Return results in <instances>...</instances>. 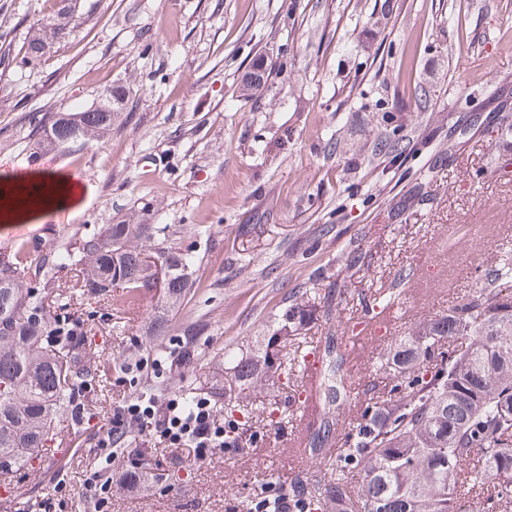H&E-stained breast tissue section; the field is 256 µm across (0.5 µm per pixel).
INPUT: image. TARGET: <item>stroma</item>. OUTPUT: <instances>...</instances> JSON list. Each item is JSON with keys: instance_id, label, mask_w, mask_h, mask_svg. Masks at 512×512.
Listing matches in <instances>:
<instances>
[{"instance_id": "35a3bbf8", "label": "stroma", "mask_w": 512, "mask_h": 512, "mask_svg": "<svg viewBox=\"0 0 512 512\" xmlns=\"http://www.w3.org/2000/svg\"><path fill=\"white\" fill-rule=\"evenodd\" d=\"M58 7L0 0V180L77 171L84 192L67 210L0 223V249L45 253L142 215L165 226L168 250L198 263L168 312V336L149 349L141 338L159 289L132 310L120 288L107 300H71L102 378L85 393L91 420L76 433L58 418L54 440L90 455L118 394L135 399L153 386L171 398L209 395L225 351L266 345L289 293L320 271L331 309L313 310L304 355L322 361L326 340L338 342L344 399L329 433L312 428L303 458L280 450L302 417L305 365L296 363L273 378V416H224L249 430L248 448L199 468L166 464L134 502L108 490V512H241L259 474L319 479L327 451L383 390L384 352L512 247V0H81L70 37L40 68L23 66L31 26ZM259 61L268 80L244 95ZM116 85L129 93L102 142L32 153L49 116ZM419 85L433 114L415 111ZM396 125L420 141L419 153L395 165L359 156ZM419 185L431 201L396 222L393 204ZM475 214L487 223L482 238H449V225ZM355 250L361 261L346 267ZM381 293L402 298V310L385 342L354 358L346 324L363 296ZM195 325L198 363L171 376L168 356ZM142 358L141 370L121 371Z\"/></svg>"}]
</instances>
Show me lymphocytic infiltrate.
Here are the masks:
<instances>
[{
  "label": "lymphocytic infiltrate",
  "mask_w": 512,
  "mask_h": 512,
  "mask_svg": "<svg viewBox=\"0 0 512 512\" xmlns=\"http://www.w3.org/2000/svg\"><path fill=\"white\" fill-rule=\"evenodd\" d=\"M143 434L151 438L152 448H138ZM249 441L248 431L225 430L208 398H195L189 407L177 398L159 403L151 393L143 394L135 403L124 398L113 409L111 425L97 442L95 468L82 469L75 487L81 500L93 503L95 512H104L108 487L116 486L132 495L139 492L144 457H151L158 468L168 461L200 465L216 454L245 447ZM121 442L131 446L124 466L115 463Z\"/></svg>",
  "instance_id": "obj_1"
}]
</instances>
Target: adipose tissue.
Instances as JSON below:
<instances>
[{
  "label": "adipose tissue",
  "mask_w": 512,
  "mask_h": 512,
  "mask_svg": "<svg viewBox=\"0 0 512 512\" xmlns=\"http://www.w3.org/2000/svg\"><path fill=\"white\" fill-rule=\"evenodd\" d=\"M19 185L42 195L41 204L30 207L12 205L10 200L0 201V221L21 224L49 211L69 208L78 194V185L69 176L51 171L35 172L19 177Z\"/></svg>",
  "instance_id": "ef3b65f1"
}]
</instances>
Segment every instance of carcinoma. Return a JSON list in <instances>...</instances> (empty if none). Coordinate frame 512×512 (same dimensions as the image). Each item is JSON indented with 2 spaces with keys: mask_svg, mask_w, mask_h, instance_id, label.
<instances>
[{
  "mask_svg": "<svg viewBox=\"0 0 512 512\" xmlns=\"http://www.w3.org/2000/svg\"><path fill=\"white\" fill-rule=\"evenodd\" d=\"M44 28L29 36L22 64L44 62ZM72 128L53 117L40 150L67 151L105 138L112 123L99 113L80 112ZM401 126L381 133L374 156L402 152ZM429 194L417 190L399 201L402 214ZM165 228L121 221L80 236L62 250L34 255L23 244L0 251V465L13 469L38 456L59 416L79 422L89 415L80 392L95 377L80 369L86 338L64 313L66 285L57 272L78 267L80 287L90 297L114 288L151 287L146 256L167 265L161 288L165 306L176 307L196 266L189 253L157 247ZM318 274L306 301L292 298L280 328L277 364L257 346L225 354L221 377L224 410L253 412L254 390L265 386L262 370L288 368L298 360L314 301ZM379 373L392 383L382 399L363 412L343 460L363 470L357 494L347 492L344 471L326 472L309 490L288 487V512H464L469 491L494 484L497 497L512 503V276L492 271L478 286L456 297L435 318L400 337ZM480 452L479 465L461 477L460 464Z\"/></svg>",
  "mask_w": 512,
  "mask_h": 512,
  "instance_id": "carcinoma-1",
  "label": "carcinoma"
}]
</instances>
